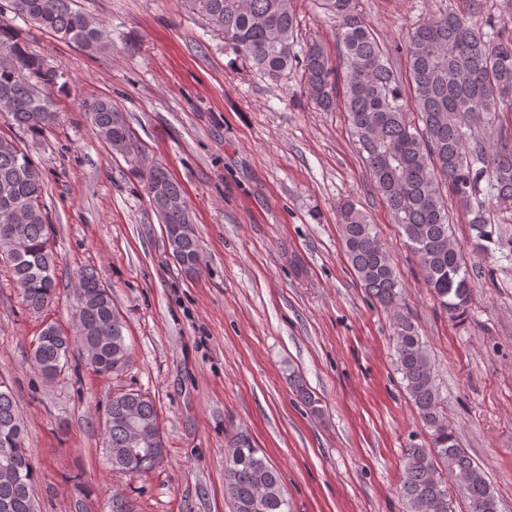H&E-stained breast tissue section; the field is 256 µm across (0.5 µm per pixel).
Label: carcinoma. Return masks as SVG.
Instances as JSON below:
<instances>
[{
	"instance_id": "carcinoma-1",
	"label": "carcinoma",
	"mask_w": 512,
	"mask_h": 512,
	"mask_svg": "<svg viewBox=\"0 0 512 512\" xmlns=\"http://www.w3.org/2000/svg\"><path fill=\"white\" fill-rule=\"evenodd\" d=\"M14 15L67 43L97 51L111 43L107 26L77 7L76 0H6ZM224 38V49L250 68L277 81L297 68L302 93L319 109L330 111L343 99L352 136L370 180L421 266L424 282L440 309L454 323L467 318L474 269L452 235L448 198L471 215L477 250L483 259L512 258V240L497 233L495 215L512 209V146L473 137V128L493 125L498 113L512 112V38L483 18L479 0L467 14L447 11L413 23L404 37L406 78L389 61L383 39L357 12L354 0H324L336 18L337 58L312 42L296 49L300 20L293 0H189ZM0 114L17 130L41 136L57 120L50 89L61 77L20 37L0 23ZM98 137L115 154L133 155L132 132L117 116L110 99L85 105ZM37 168L19 138L0 136V213L22 211L16 235L0 234V256L15 254L8 273L29 310L43 311L55 298L58 272L47 231L44 182L30 177ZM147 195L161 224L182 227L167 238L179 267L189 271L199 255L191 209L168 210L164 199L182 195L181 185L158 165L146 175ZM488 196L485 203L482 196ZM347 258L361 285L393 315L395 362L428 440L403 450L399 494L408 512H448V497L459 492L466 512H498L497 498L482 468L460 448L441 398L427 347L409 315L400 307L403 285L368 216L350 201L338 209ZM112 320V339L84 356L98 375L122 371L130 358L123 317L112 292L92 269L78 275L74 289L76 335L56 330L37 341L30 353L45 382L66 368L69 349L94 335L97 323ZM112 422L105 427L104 452L111 469L137 475L158 464L143 446L130 448L129 411L148 438L161 435L155 401L139 390L112 394ZM14 445L13 456L30 459L24 421L12 388H0V448ZM0 456V512H35L30 487L33 465L10 479ZM224 483L232 512H288V499L277 469L244 432L233 435L226 453ZM10 508H1L3 504Z\"/></svg>"
}]
</instances>
